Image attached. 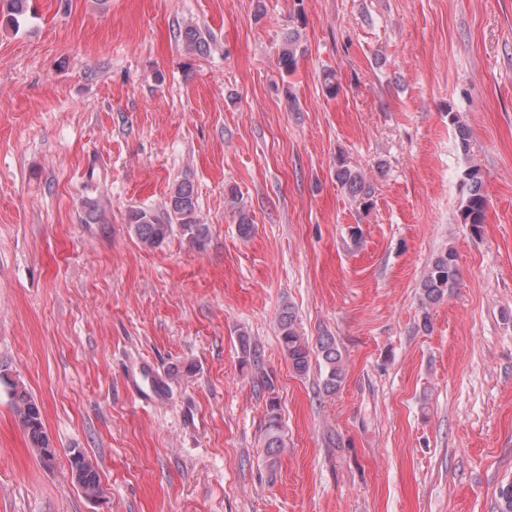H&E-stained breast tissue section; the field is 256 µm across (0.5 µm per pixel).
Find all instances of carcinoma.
Masks as SVG:
<instances>
[{"mask_svg":"<svg viewBox=\"0 0 512 512\" xmlns=\"http://www.w3.org/2000/svg\"><path fill=\"white\" fill-rule=\"evenodd\" d=\"M4 2H6L5 16L10 24L16 23L17 18L28 11L29 0H4ZM182 37L191 50L201 54L208 50L209 44L199 29L188 27ZM299 48L297 32L288 31L283 37L279 55V63L283 68L292 70L296 67ZM334 178L352 198L360 201L364 209H370L373 188L361 172L340 159L334 169ZM463 183L467 190V197L460 212L461 223L470 225L477 233L485 223L487 208L480 167L471 165L466 168ZM230 203L235 205L234 213L237 216L240 235L249 237L253 230L252 221L248 213L237 206V194L234 192L231 193ZM128 224L137 239L148 247L161 245L172 233L175 225L179 226L183 235L189 237L192 243L200 247L205 245L207 239V226L199 223L198 219L197 192L189 181H181L174 186L165 202L162 214L159 215L151 209H133L128 214ZM457 277L458 269L454 252L450 248H445L431 260L420 281V303L425 309L421 318V328L424 330L427 331L431 327L427 309L448 296L456 286ZM278 327L282 348L295 372L305 374L309 371L312 362H317L319 367L324 369V392L336 393L344 379L343 354L336 342V337L323 334L317 338L315 345H310L299 334L295 310L288 304L284 305L279 313ZM10 386L15 412L26 429L31 446L35 449L47 447L50 439L45 431L37 401L24 385L12 382ZM284 447L281 417L278 413V405L272 398L267 405L264 438L268 468L272 469L276 466ZM74 468L75 483L83 495L90 499L96 498L101 493V484L94 463L81 453L74 460Z\"/></svg>","mask_w":512,"mask_h":512,"instance_id":"carcinoma-1","label":"carcinoma"}]
</instances>
